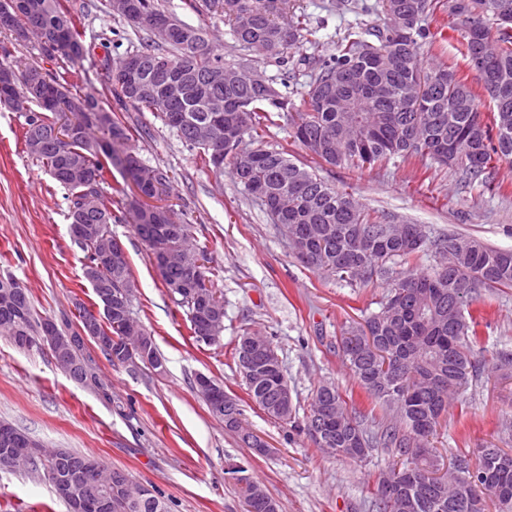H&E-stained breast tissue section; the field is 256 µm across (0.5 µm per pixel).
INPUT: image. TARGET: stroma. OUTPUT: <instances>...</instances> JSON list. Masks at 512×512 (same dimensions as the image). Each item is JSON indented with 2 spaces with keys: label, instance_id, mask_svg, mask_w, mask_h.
Here are the masks:
<instances>
[{
  "label": "stroma",
  "instance_id": "1",
  "mask_svg": "<svg viewBox=\"0 0 512 512\" xmlns=\"http://www.w3.org/2000/svg\"><path fill=\"white\" fill-rule=\"evenodd\" d=\"M84 43L89 50L72 81L97 93L105 108L114 102L99 82L96 66L139 48L143 31L113 16L104 0H87ZM185 23L207 29L228 64L247 62L251 71L279 77L275 59L246 53L223 17L199 15L185 0H157ZM370 0H301L321 42L335 40L349 24L384 22L364 15ZM140 121L149 136L136 142L141 161L168 171L169 201L194 235L208 247L215 287L224 299L220 344L199 346L190 338L184 311L171 300L131 222L112 226L124 246L134 280L133 310L163 358L162 370L112 364L96 344L87 353L106 384L101 397L59 368L49 349H16L0 336V421L25 430L47 449L97 457L153 488L169 512H244V502L225 471L233 464L280 503V512H373L383 452L344 459L318 445L304 425L319 385H335L349 412L382 421L381 407L349 374L338 349L343 327L380 309L387 291L378 283L352 288L309 271L290 252L260 201L236 184L230 172L201 167L174 130L151 113ZM19 113L0 106V274L28 289L39 316L78 318V304L96 296L83 274L86 252L69 231L66 191L31 158ZM322 177L351 193L366 208L395 222L421 225L433 237H478L512 250V161L496 162L501 190L463 189L454 172L413 159L384 168L348 172L325 169ZM476 350L492 361L512 352V288L486 292ZM256 331L274 345L296 403L294 423L269 417L246 397L232 351L243 331ZM222 383L242 398L251 431L268 445L266 455L246 448L193 390L197 374ZM512 448V381L490 373L448 407L441 421L439 452L444 460L475 448ZM0 512H67L45 471L0 470Z\"/></svg>",
  "mask_w": 512,
  "mask_h": 512
}]
</instances>
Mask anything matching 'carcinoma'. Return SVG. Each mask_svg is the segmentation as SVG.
Instances as JSON below:
<instances>
[{"instance_id": "obj_1", "label": "carcinoma", "mask_w": 512, "mask_h": 512, "mask_svg": "<svg viewBox=\"0 0 512 512\" xmlns=\"http://www.w3.org/2000/svg\"><path fill=\"white\" fill-rule=\"evenodd\" d=\"M139 20L118 9L112 13L146 31L141 48L106 59L102 82L122 107L149 112L174 130L201 164L215 167L208 142L217 140L236 183L253 196L288 197V212L267 211L277 231L288 227L292 254L307 269L322 273L351 287L378 281L390 283L379 311L364 323L348 326L339 339L343 361L358 385L374 400L394 413V419L371 427L347 412L336 387L323 395L319 386L312 399L306 428L322 406L332 411V423L321 436L336 455L353 458L351 449H366L365 456L381 449L388 456L382 475L386 481L402 479L406 492L399 497L379 496L376 512H487L492 500L497 512H512V494L498 496L500 487L512 489V452L495 448L477 449L488 477L475 493L454 492L448 499V483L437 477L442 457L431 439L455 395L472 385L481 374L482 363L474 346L478 336L470 310L483 292L512 288V251L496 249L476 237L432 239L407 250L391 239L398 224L383 213L370 211L351 194L340 191L319 176L315 167L362 170L387 166L399 160L431 159L455 172L463 189L479 186L498 189L492 179L493 162L512 160V23L504 26L499 14L512 13V0H377L365 13L379 11L383 26L359 22L349 26L337 41L319 55L294 58L305 43L317 44V29L297 0H185L201 14H217L228 22L233 38L245 51L278 60L280 80L263 78L264 86H230L224 82V53L205 29L190 26L159 8L155 0H132ZM448 13L453 30L461 38V55L472 66L477 47L494 44L489 68L476 74L477 83L492 108L481 112L477 93L467 78L447 65L423 66L421 49L437 42L432 30L437 13ZM12 23L0 27L15 44L25 47L33 36L29 23H39L44 39L36 40L38 54L50 61L75 66L86 57L81 18L60 0H0V16ZM163 16L172 26L170 39H158L151 19ZM0 71L14 77L13 97L0 104L24 118L27 153L40 162L66 190L67 218L73 238L95 264L113 240L111 225L120 217L132 220L137 236L149 247L150 256L180 254L191 247L206 254L191 234L190 225L166 207L148 204L169 186L168 173L148 167L133 149L141 136L138 121L123 119L105 109L98 97L69 82L66 73L51 72L37 64L8 59L1 47ZM138 60L136 77L148 80L158 70L173 73L180 81V98L171 110L162 111L151 97L132 93L128 59ZM304 70L308 81L302 91H290V79ZM286 91H281V88ZM240 105L241 132L229 141L212 133L224 131V108ZM174 114L180 124L171 123ZM285 121L293 137L307 150L313 165L296 163L288 152L277 148H249L270 127ZM58 128L69 130V140H57ZM120 169L140 189L125 196L120 214L112 211L105 175ZM88 231L77 234L74 225ZM432 253L440 261L430 270L415 274L397 267ZM174 302L186 312L191 337L197 343L213 328L224 331V308L211 304L208 289L189 293L182 285L190 271L178 263L158 268ZM92 283L96 297L118 292L132 282L129 260L103 265ZM17 280L0 275V334L10 337L20 349L35 344L26 340L41 330L45 319L37 316L27 289ZM94 318L79 307V328L67 320L56 325L62 336L73 337L64 351H53L58 364L74 381L107 393L95 367L86 357V341L80 330ZM112 333V351L121 358V343L144 336L132 316V301L96 320L92 334ZM271 367L243 377L250 399L268 416L290 422L295 405L280 403V392L288 386L281 361L270 341L262 343ZM233 423L224 428L238 434L249 448L256 437L243 420L239 399L228 396ZM47 470H56L73 480L71 494L58 493L67 504L80 498L93 505L102 495L112 503L106 512H169L168 504L152 492L139 495L140 486L120 469H108L89 455L57 451L47 459ZM87 465H97V478L78 479ZM256 512H267L271 496L257 482L240 487Z\"/></svg>"}]
</instances>
